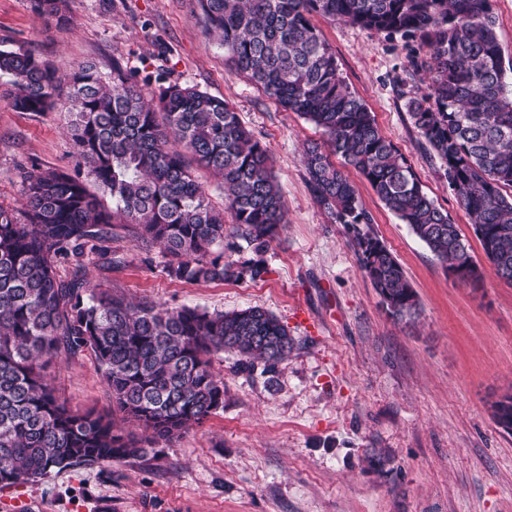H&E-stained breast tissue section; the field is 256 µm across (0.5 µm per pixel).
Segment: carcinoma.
<instances>
[{"label": "carcinoma", "mask_w": 512, "mask_h": 512, "mask_svg": "<svg viewBox=\"0 0 512 512\" xmlns=\"http://www.w3.org/2000/svg\"><path fill=\"white\" fill-rule=\"evenodd\" d=\"M35 11L67 21V0H32ZM207 31L228 62L288 111L322 129L305 148L316 201L352 234L360 265L395 321L419 318L406 273L370 230L356 189L332 161L361 173L384 205L465 285L483 270L448 212L423 191L412 166L381 134L366 105L345 85L336 58L313 25L321 14L418 41L413 71L430 93L410 102L419 135L441 162L448 188L469 213L494 274L512 285V89L504 82L492 0H199ZM3 96L17 112H46L64 95L75 153L104 199L60 169L23 172V211L0 204V485L35 482L75 465L139 457L224 410V380L212 356L231 351L269 371L293 350L287 328L248 308L210 314L190 307L135 303L84 279L94 260L112 263L118 224L159 248L163 270L188 281L267 273L260 258L285 223L283 194L267 147L223 99L196 86L138 83L112 65L59 78L28 52L0 48ZM214 180L215 207L193 176ZM230 235L257 255L224 261ZM71 272L59 273L61 266ZM94 357L112 395V415L75 412L43 374L54 360ZM138 425V437L117 424ZM512 433V395L493 405Z\"/></svg>", "instance_id": "cac0c4a2"}]
</instances>
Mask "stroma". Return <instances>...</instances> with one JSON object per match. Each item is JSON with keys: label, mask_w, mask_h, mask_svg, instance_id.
<instances>
[{"label": "stroma", "mask_w": 512, "mask_h": 512, "mask_svg": "<svg viewBox=\"0 0 512 512\" xmlns=\"http://www.w3.org/2000/svg\"><path fill=\"white\" fill-rule=\"evenodd\" d=\"M70 22L0 0V47L41 57L59 75L93 63L137 76L163 74L224 99L269 150L286 222L263 256L262 278L186 282L145 264L132 225L112 240L115 264L87 265L99 289L135 302L211 313L262 308L294 339L267 372L215 355L224 410L154 452L76 466L0 486V512H512V434L492 405L512 393V286L494 274L472 220L448 188L409 114L427 90L405 40L313 15L349 90L411 164L423 191L447 210L484 271L461 284L390 212L355 169L347 175L372 232L403 267L420 304L416 322L390 318L365 278L352 235L314 198L303 162L321 129L232 73L206 34L198 0H71ZM64 102L14 111L0 98V204L21 208V168L87 175L68 134ZM75 409L112 410L87 354L46 369Z\"/></svg>", "instance_id": "stroma-1"}]
</instances>
